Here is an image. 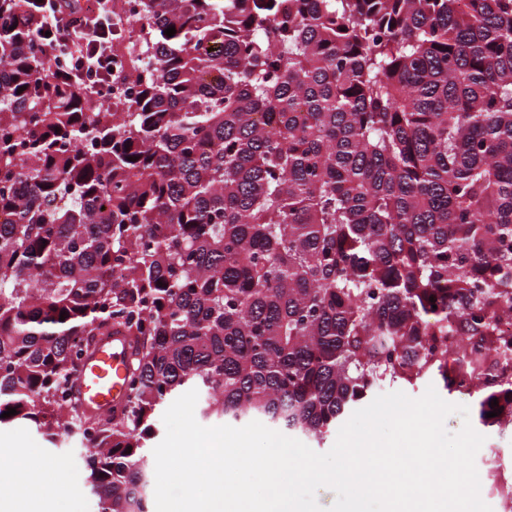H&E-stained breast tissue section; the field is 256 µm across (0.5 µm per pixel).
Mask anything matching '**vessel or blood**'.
Wrapping results in <instances>:
<instances>
[{"label": "vessel or blood", "instance_id": "obj_1", "mask_svg": "<svg viewBox=\"0 0 512 512\" xmlns=\"http://www.w3.org/2000/svg\"><path fill=\"white\" fill-rule=\"evenodd\" d=\"M129 352V337L116 333L102 338L86 358L75 385L86 411L104 414L122 402Z\"/></svg>", "mask_w": 512, "mask_h": 512}]
</instances>
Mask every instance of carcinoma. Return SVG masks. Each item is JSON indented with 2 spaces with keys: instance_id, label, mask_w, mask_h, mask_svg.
I'll return each mask as SVG.
<instances>
[{
  "instance_id": "carcinoma-1",
  "label": "carcinoma",
  "mask_w": 512,
  "mask_h": 512,
  "mask_svg": "<svg viewBox=\"0 0 512 512\" xmlns=\"http://www.w3.org/2000/svg\"><path fill=\"white\" fill-rule=\"evenodd\" d=\"M127 41L100 100L0 0V426L87 439L101 512H150L191 389L319 444L436 376L512 426V0H139ZM115 329L91 417L63 393ZM129 352L130 338L114 333L102 338L86 358L75 385L86 411L104 414L122 402Z\"/></svg>"
}]
</instances>
